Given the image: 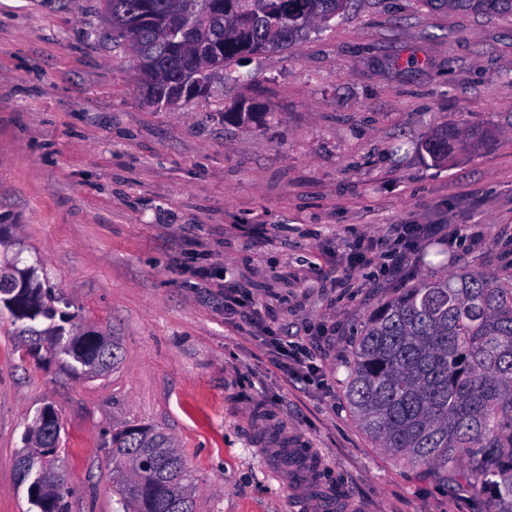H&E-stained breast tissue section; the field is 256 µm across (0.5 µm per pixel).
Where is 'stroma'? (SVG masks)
I'll return each mask as SVG.
<instances>
[{"mask_svg":"<svg viewBox=\"0 0 512 512\" xmlns=\"http://www.w3.org/2000/svg\"><path fill=\"white\" fill-rule=\"evenodd\" d=\"M137 79L102 0H0V264H40L122 348L108 374L77 379L26 355L0 314V512H36L18 460L47 404L68 512H117L109 444L140 424L172 437L196 512H489L459 471L426 475L379 448L346 381L374 308L464 266L512 270V16L353 0L177 106ZM242 101L260 123L225 119ZM445 123L496 137L437 164L419 145ZM404 224L432 231L397 264ZM229 289L262 304L261 328L225 312ZM276 337L319 374H285ZM289 448L320 488L289 477Z\"/></svg>","mask_w":512,"mask_h":512,"instance_id":"stroma-1","label":"stroma"}]
</instances>
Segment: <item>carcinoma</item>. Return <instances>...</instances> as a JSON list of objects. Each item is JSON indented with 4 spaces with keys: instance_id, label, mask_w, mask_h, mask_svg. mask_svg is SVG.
Returning <instances> with one entry per match:
<instances>
[{
    "instance_id": "1",
    "label": "carcinoma",
    "mask_w": 512,
    "mask_h": 512,
    "mask_svg": "<svg viewBox=\"0 0 512 512\" xmlns=\"http://www.w3.org/2000/svg\"><path fill=\"white\" fill-rule=\"evenodd\" d=\"M112 2V35L150 65L139 79L145 97L158 103L171 92L167 72L193 76L197 67L164 34L171 0H152V19L136 24L143 0ZM428 10L512 16V0H419ZM350 0H209L199 21L219 62L229 66L274 44L289 47L306 29L344 12ZM224 117L240 124L260 113L237 105ZM477 152L495 138L484 127L443 125L423 149L449 162L459 139ZM43 268L0 266V313L10 315L24 351L71 374L95 378L120 361L118 342L84 330L59 308L63 300L44 287ZM346 396L364 432L393 456H406L423 471L443 474L467 461L475 475L494 479L489 492L512 504V273L492 275L463 267L451 276L421 280L368 317L355 344ZM116 470L112 490L121 512H195L184 460L171 439L147 426L112 435ZM286 461L314 485L319 476L300 451ZM58 432L19 460L41 470L49 486L29 498L37 512H67Z\"/></svg>"
}]
</instances>
